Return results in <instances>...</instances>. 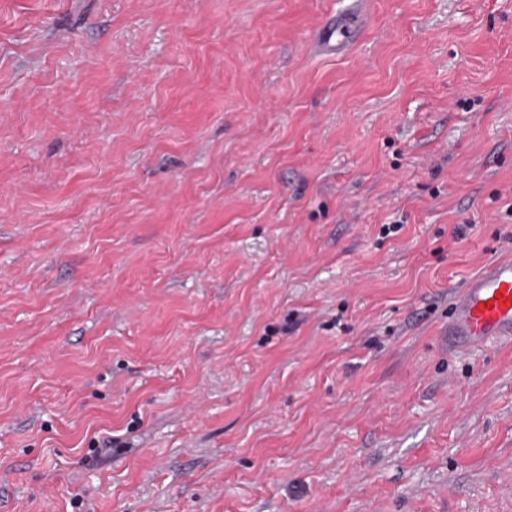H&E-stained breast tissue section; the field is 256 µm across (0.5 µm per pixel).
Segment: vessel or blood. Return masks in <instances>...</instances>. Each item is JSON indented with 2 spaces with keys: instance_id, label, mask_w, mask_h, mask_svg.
I'll use <instances>...</instances> for the list:
<instances>
[{
  "instance_id": "obj_1",
  "label": "vessel or blood",
  "mask_w": 512,
  "mask_h": 512,
  "mask_svg": "<svg viewBox=\"0 0 512 512\" xmlns=\"http://www.w3.org/2000/svg\"><path fill=\"white\" fill-rule=\"evenodd\" d=\"M365 15L353 9L331 18L324 41L328 54L355 44L363 32ZM512 259L492 260L482 272L470 278L451 299L448 314V345L469 350L487 341L512 340Z\"/></svg>"
}]
</instances>
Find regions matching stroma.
Segmentation results:
<instances>
[{
    "mask_svg": "<svg viewBox=\"0 0 512 512\" xmlns=\"http://www.w3.org/2000/svg\"><path fill=\"white\" fill-rule=\"evenodd\" d=\"M0 0V512H512V0ZM327 27L324 41V50L328 55H334L336 51H344L355 44L363 32L365 15L362 9H351L339 16H332ZM498 292L503 293L499 298ZM512 259L492 260L470 278L451 299L448 346L469 350L490 339L512 340ZM508 299L506 304L503 301ZM494 302L485 308L484 304Z\"/></svg>",
    "mask_w": 512,
    "mask_h": 512,
    "instance_id": "obj_1",
    "label": "stroma"
}]
</instances>
